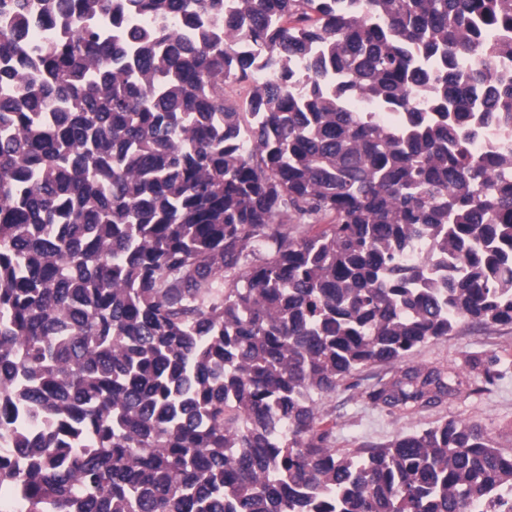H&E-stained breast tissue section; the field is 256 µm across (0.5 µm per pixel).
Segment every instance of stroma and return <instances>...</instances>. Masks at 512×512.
I'll list each match as a JSON object with an SVG mask.
<instances>
[{"mask_svg":"<svg viewBox=\"0 0 512 512\" xmlns=\"http://www.w3.org/2000/svg\"><path fill=\"white\" fill-rule=\"evenodd\" d=\"M476 361L467 377L476 381L483 367L499 378L490 391L451 398L412 415H394L388 409L365 403L345 388L319 398L324 412L336 421L334 445L339 449L380 444L401 432L459 419L477 423L505 451H512V326L462 324L450 335L425 343L403 361L404 366H439Z\"/></svg>","mask_w":512,"mask_h":512,"instance_id":"35a3bbf8","label":"stroma"}]
</instances>
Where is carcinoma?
Returning <instances> with one entry per match:
<instances>
[{"instance_id": "1", "label": "carcinoma", "mask_w": 512, "mask_h": 512, "mask_svg": "<svg viewBox=\"0 0 512 512\" xmlns=\"http://www.w3.org/2000/svg\"><path fill=\"white\" fill-rule=\"evenodd\" d=\"M510 34L512 0H0V512H512L479 425L341 451L315 400L512 325V155L472 149Z\"/></svg>"}]
</instances>
